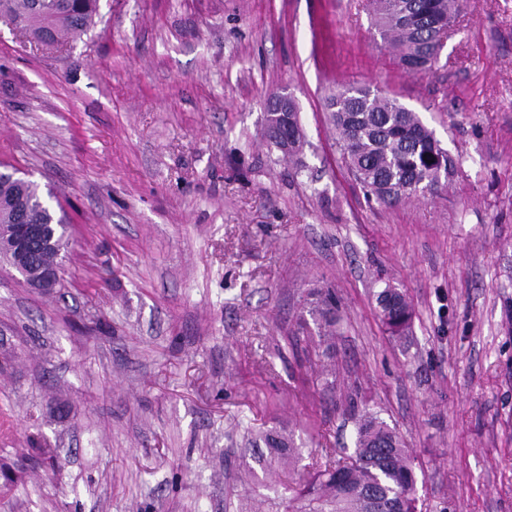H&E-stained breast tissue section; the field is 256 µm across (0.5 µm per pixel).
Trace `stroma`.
<instances>
[{
  "label": "stroma",
  "mask_w": 512,
  "mask_h": 512,
  "mask_svg": "<svg viewBox=\"0 0 512 512\" xmlns=\"http://www.w3.org/2000/svg\"><path fill=\"white\" fill-rule=\"evenodd\" d=\"M349 85L418 113L456 160L445 191L365 197L326 107ZM283 93L298 167L263 136ZM1 161L71 227L62 294L0 264V512H276L248 433L286 431L303 472L352 456L366 409L420 512H512V0H467L418 76L365 0H99L58 50L0 22ZM383 323L392 334L404 332L410 324L412 311L406 297L395 288H385L377 296Z\"/></svg>",
  "instance_id": "35a3bbf8"
}]
</instances>
